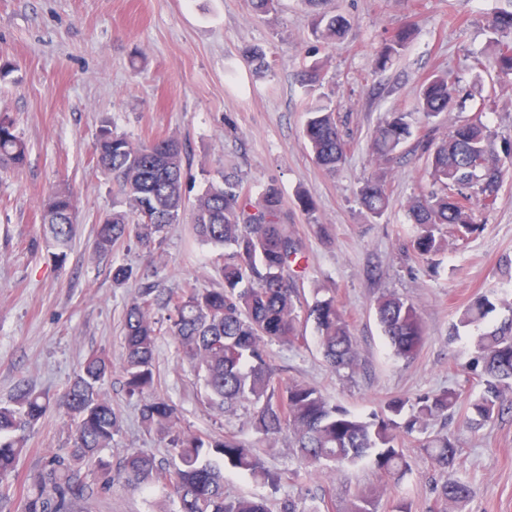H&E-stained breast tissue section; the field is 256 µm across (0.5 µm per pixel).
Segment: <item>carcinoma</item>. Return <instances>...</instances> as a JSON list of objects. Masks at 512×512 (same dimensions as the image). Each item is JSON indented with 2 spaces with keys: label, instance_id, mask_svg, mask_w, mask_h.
<instances>
[{
  "label": "carcinoma",
  "instance_id": "1",
  "mask_svg": "<svg viewBox=\"0 0 512 512\" xmlns=\"http://www.w3.org/2000/svg\"><path fill=\"white\" fill-rule=\"evenodd\" d=\"M315 10L312 31L317 40L331 44L350 29V22L326 9L328 0H304ZM492 34L490 57L475 58L474 67L491 68L506 82L512 78V11L495 15L488 25ZM414 35L409 24L382 40L376 69L382 71L400 55ZM322 85L321 68L314 64L302 75V87L311 94ZM466 107L456 84L435 73L422 84L417 108L428 119ZM315 164L327 174L336 172L348 141L340 129L335 108L319 105L307 110L304 125ZM427 155L430 190L408 201L407 215L415 231L410 240L413 255L434 261L447 246L442 229L457 241L481 230L475 208H494L505 176L512 172V138L493 130L482 120L457 121L446 137L413 138L407 113L393 111L371 135L377 166L386 164L406 143ZM97 165L112 175L120 199L112 213L98 224L94 251L112 252L115 244L133 236L152 248L170 224L190 215L193 230L204 244L224 248V287L195 286L161 297L145 286L126 306L122 368L126 390L140 398V419L149 430L168 438L172 463L164 467L142 451L124 457L118 479L133 490L157 487L172 491L175 512H269L263 496L224 493V470L232 469L276 494L282 475L263 466L253 449L235 435L215 437L182 426L176 407L166 398L150 395L154 387L153 360L161 332L177 343L178 352L203 381V404L224 413L247 405L251 427L268 439L288 431L298 459L315 471L339 473L346 467L370 465L404 477L410 464L402 437L422 436L420 446L432 466L454 468L461 448L452 433H428L431 423L463 408V422L480 426L500 412L504 397L512 392V302L499 300L511 312L491 329L476 336L466 369L482 383L480 393L462 400L455 388L415 397H395L380 411L364 417L332 401L320 388L298 380L284 382L270 364L268 346L308 344L299 315L302 293L298 286L306 273L305 249L288 224V211L279 188L270 185L252 198L237 175L220 173L187 204L182 146L171 137L149 144L101 126L97 136ZM28 146L8 114L0 115V169H22ZM359 204L374 217H382L390 204L389 183L377 171L356 191ZM73 193L58 187L43 198L41 220L53 258L62 263L77 234ZM313 289L307 318L314 324L319 351L336 374L351 378L359 369L356 337L344 311L333 296ZM493 289L471 299L461 310L449 338L459 329L482 323L495 309ZM375 315L393 353L414 358L425 339L418 307L394 293L378 296ZM112 361L90 352L65 391L23 387L0 403V500L10 496L9 478L26 451L24 432L34 427L52 407L72 420V446L51 454L27 478L24 512H75V505L90 498L94 488L86 482L84 468L93 463L104 475L100 489L112 485V468L101 452L112 447L120 432L121 417L103 392ZM439 512H454L472 494L470 485L449 479L437 490ZM280 512H333L328 501L300 507L293 499L281 503ZM349 512H376V497L357 494Z\"/></svg>",
  "mask_w": 512,
  "mask_h": 512
}]
</instances>
